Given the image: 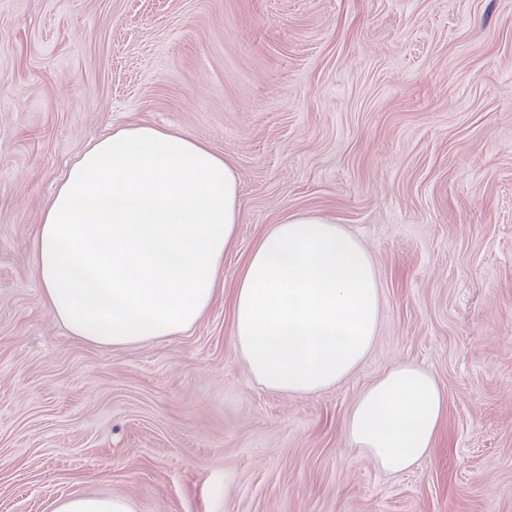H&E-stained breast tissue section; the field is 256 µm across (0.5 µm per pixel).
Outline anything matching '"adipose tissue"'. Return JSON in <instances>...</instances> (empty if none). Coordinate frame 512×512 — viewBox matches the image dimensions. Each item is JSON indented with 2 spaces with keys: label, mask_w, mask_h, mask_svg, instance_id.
<instances>
[{
  "label": "adipose tissue",
  "mask_w": 512,
  "mask_h": 512,
  "mask_svg": "<svg viewBox=\"0 0 512 512\" xmlns=\"http://www.w3.org/2000/svg\"><path fill=\"white\" fill-rule=\"evenodd\" d=\"M234 169L187 132L151 125L96 139L46 204L33 247L53 316L73 335L127 347L189 330L215 298L241 220ZM380 318L371 254L341 225L289 214L237 273L233 345L272 390L313 395L368 356ZM446 414L435 379L400 363L367 385L346 437L386 472L433 448Z\"/></svg>",
  "instance_id": "adipose-tissue-1"
}]
</instances>
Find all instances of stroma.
Here are the masks:
<instances>
[{"label":"stroma","mask_w":512,"mask_h":512,"mask_svg":"<svg viewBox=\"0 0 512 512\" xmlns=\"http://www.w3.org/2000/svg\"><path fill=\"white\" fill-rule=\"evenodd\" d=\"M186 131L239 177L224 291L184 333L72 336L34 271L42 210L93 138ZM314 213L372 255L381 318L340 384L256 382L231 339L261 233ZM447 398L381 470L345 434L394 365ZM512 512V0H0V512ZM53 512H135L123 496H73L60 502Z\"/></svg>","instance_id":"1"}]
</instances>
